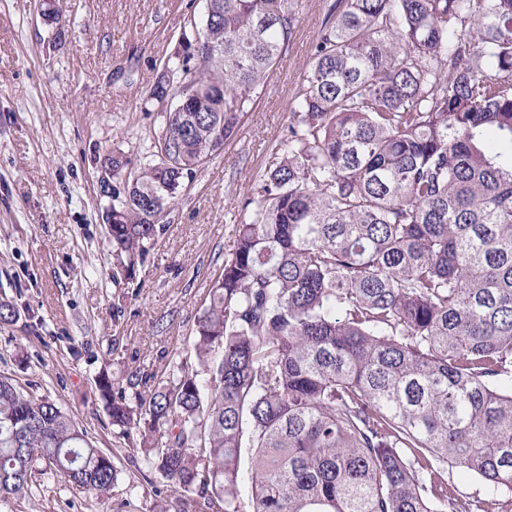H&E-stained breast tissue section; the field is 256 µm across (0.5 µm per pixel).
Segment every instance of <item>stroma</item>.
<instances>
[{"instance_id":"stroma-1","label":"stroma","mask_w":512,"mask_h":512,"mask_svg":"<svg viewBox=\"0 0 512 512\" xmlns=\"http://www.w3.org/2000/svg\"><path fill=\"white\" fill-rule=\"evenodd\" d=\"M42 2L0 0V299L19 308L0 324V374L62 406L112 455L118 476L104 500L41 476L29 497L0 499V512H195L112 429L95 375L103 367L117 379L135 367L176 373L245 197L288 135L295 89L334 0H298L276 69L223 154L179 195L128 286L111 277L100 159L116 151L142 164L169 108L149 93L166 71L195 68L179 48L206 2L61 0L56 20L43 16Z\"/></svg>"}]
</instances>
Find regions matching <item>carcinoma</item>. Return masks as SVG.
Wrapping results in <instances>:
<instances>
[{"label":"carcinoma","mask_w":512,"mask_h":512,"mask_svg":"<svg viewBox=\"0 0 512 512\" xmlns=\"http://www.w3.org/2000/svg\"><path fill=\"white\" fill-rule=\"evenodd\" d=\"M164 76L138 170L118 153L112 280L134 281L186 181L237 134L296 0H211ZM288 138L210 276L197 366L102 370L112 426L201 512H512V0H336ZM248 454V474L242 457ZM485 494L461 500L447 466ZM60 475L98 497L112 457L0 374V497Z\"/></svg>","instance_id":"obj_1"}]
</instances>
